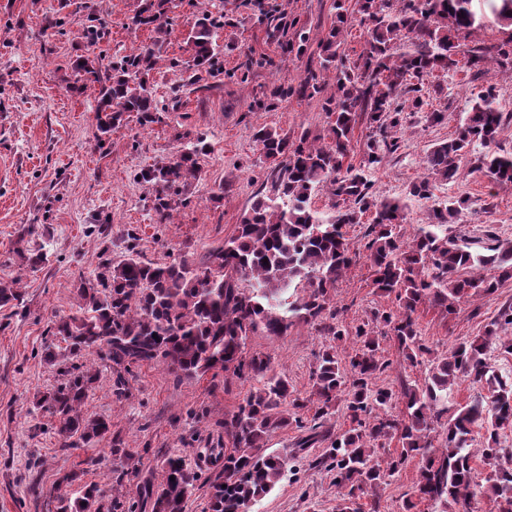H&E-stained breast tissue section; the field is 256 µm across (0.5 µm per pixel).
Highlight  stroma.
<instances>
[{
	"label": "stroma",
	"mask_w": 512,
	"mask_h": 512,
	"mask_svg": "<svg viewBox=\"0 0 512 512\" xmlns=\"http://www.w3.org/2000/svg\"><path fill=\"white\" fill-rule=\"evenodd\" d=\"M142 0H0V159L7 162L0 176V281L19 280L24 294L18 313L0 308V512H54L48 495L60 477L83 467L86 458H100L88 469L87 481L108 489L114 484L118 460L109 454L111 441L89 448L61 450L56 439L33 435L30 409L35 397L61 383L62 378L41 357L51 317L69 315L76 304V286L108 257L124 252L127 232H134L136 251L151 261L170 255L195 258L236 233L255 193L266 182L260 153L252 139L254 128L268 127L294 137L324 132L322 104L335 95L326 84L313 98L294 96L267 109L273 85H298L311 62L310 51L336 23L334 0H171L169 33L158 52L150 81L166 106L161 122L140 125L127 117L109 138H95L97 92L69 90V62L95 53L104 62L120 59L153 44L149 29L131 26ZM219 5L226 24L221 52L214 67L191 68L186 43L189 24L203 4ZM284 15L297 20L308 36L309 52L286 54L270 39L266 17ZM512 39V26L489 25L462 43L458 60L471 50L487 49L479 73L458 69L454 78L434 73L425 84L421 109L404 108L393 129L397 152L387 155L371 174L372 192L380 198L403 194L424 177L423 158L433 143L454 135L471 104L487 87H494L504 128L501 148L512 150V67L503 65L495 46ZM249 72H242L243 63ZM433 112L445 113L441 123L427 122ZM203 138L208 154L202 180L185 192L187 205L176 206L172 223L155 221L154 192L138 182L143 169L172 160L183 133ZM453 182H436L434 195L468 201L449 232L468 244L488 245L490 237L512 240V183H499L476 170L473 156L460 159ZM110 222V235L98 227ZM35 225L51 253L40 271L24 270L13 249L23 226ZM512 304V279L501 281L489 295L470 298L449 315L422 304L416 318L433 357L441 358L455 343L482 336L503 304ZM348 336L340 356L354 347L356 329L376 310H389L392 298L377 293L366 262H358L336 286L332 301ZM389 367L377 374L375 387L391 388L399 380L423 383L428 363L403 364L387 327L375 325ZM332 342L314 326L298 323L288 336H251L248 353L269 355L285 375L295 396L309 399L316 356ZM130 393L117 397L110 380H102L83 407L88 417L112 422L113 436L141 458L138 472L120 489L125 505L139 499L143 482L160 483L163 462L178 455L208 479L220 466L209 448L223 435L222 422L253 390L249 380H224L210 374L174 379L158 363L133 367ZM296 426L277 431L267 448L286 457L287 469L275 488L253 512H336L337 490L330 473L310 467L320 448L299 457ZM37 478L45 499L33 502L23 493Z\"/></svg>",
	"instance_id": "stroma-1"
}]
</instances>
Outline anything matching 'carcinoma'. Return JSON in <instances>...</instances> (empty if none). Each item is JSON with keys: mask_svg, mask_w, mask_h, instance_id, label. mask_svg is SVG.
Masks as SVG:
<instances>
[{"mask_svg": "<svg viewBox=\"0 0 512 512\" xmlns=\"http://www.w3.org/2000/svg\"><path fill=\"white\" fill-rule=\"evenodd\" d=\"M481 1L493 17L512 25V0H356V13L367 32L365 48L354 61L343 50L346 0H336L338 25L319 41V68L307 69L298 87L275 85L269 100L282 101L293 94L313 98L332 77L336 96L325 100L326 142L310 141L304 131L295 139L261 127L253 134L262 163L266 164L267 191L256 195L236 234L199 259L183 257L163 262L147 261L126 248L108 259L77 285L74 313L50 322L49 333L61 347L50 343L44 361L57 368L65 382L39 395L32 412L53 418L51 429L60 448H84L112 435L111 420L87 418L82 407L106 371L115 375L117 397L130 390L125 374L140 362H156L177 377L209 372L251 378L260 386L224 419V441L232 451L224 454L221 470L208 480L207 512H251L252 505L270 493L283 477L286 461L266 452V442L276 431L295 422L305 430L296 447L303 451L327 444L311 462L335 476L338 512H362L360 500L370 497L369 512H379L378 490L407 464L418 466L413 496L403 512H413L414 498L441 506L440 512H475L485 503L488 512H512V454L504 457L498 431L512 427V380L491 371L490 346L501 341L498 330L512 327V304L499 311L484 336L452 346L448 356L432 364L420 385H401L395 392L376 388L377 373L389 367L373 329L362 325L355 332V353L340 358L330 346L316 356L313 371L316 397L313 424L306 426L297 411L307 401L293 395L288 379L274 372L271 357L247 354L250 336L288 335L298 322H313L336 341L346 336L339 310L330 305L336 284L361 258L369 262L373 287L394 296L396 311H376L373 321L389 328L402 360L413 366L429 353L414 314L430 303L449 314L461 302L491 294L498 283L512 278V244L486 246L489 254L471 250L448 236L466 204L451 197L429 208V222L409 243L395 233L413 200L433 199L432 180L452 181L458 160L478 142L484 153L476 168L498 182H512V153L498 148L502 112L493 87L479 94L459 125L456 136L433 144L423 158L425 178L411 183L402 197L379 199L371 192L368 172L399 148L390 130L401 125L399 100L414 108L421 105L423 81L437 70L458 65L461 43L482 26L475 9ZM169 0H146L131 17L135 27L167 33ZM270 37L284 52L300 56L307 50L301 33L288 38V24L272 18ZM222 16L200 12L187 33L192 66L214 65L220 53L218 30ZM155 49L146 47L102 67L96 57L79 56L70 64L69 89L82 91L98 85L97 137L112 133L124 116L136 114L147 126L161 120L159 102L148 75L155 64ZM375 129L366 143L364 160L348 162L353 131L360 118ZM203 140L187 141L171 162L140 173L155 188L157 223L172 221V196L200 179ZM327 189L330 209L312 205L317 191ZM371 213L367 241L351 249L343 232ZM35 225L22 228L13 253L29 272L48 261L43 247L31 245ZM497 265L498 277L488 279L473 270ZM22 292L0 282V308L19 304ZM94 354L102 367L77 364L73 359ZM468 377L487 385L489 395L453 414L448 394L457 380ZM406 407V417L388 414L396 399ZM343 403L350 427L337 434L331 416ZM292 412L287 413L283 406ZM485 430L482 447L469 448L473 429ZM442 443L435 445V434ZM399 438L400 453L381 465L375 460L377 445ZM485 466L476 480L474 460ZM86 469L66 473L60 485L77 486V496L55 497V512H116L114 490L83 481ZM198 474L175 455L164 461L163 480L155 487L146 482L140 495L151 512H186L197 489Z\"/></svg>", "mask_w": 512, "mask_h": 512, "instance_id": "obj_1", "label": "carcinoma"}]
</instances>
